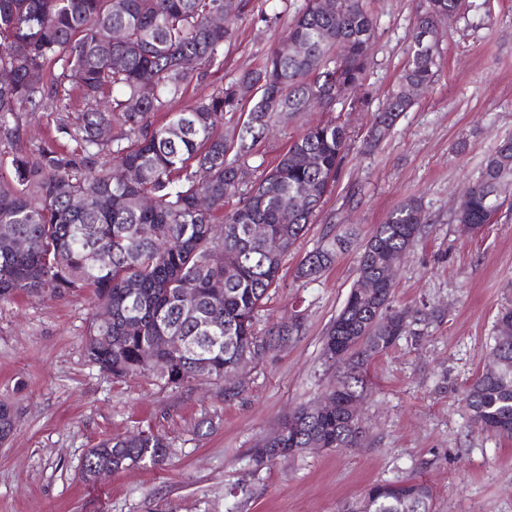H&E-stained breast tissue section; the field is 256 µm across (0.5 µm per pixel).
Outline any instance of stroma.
I'll use <instances>...</instances> for the list:
<instances>
[{"mask_svg":"<svg viewBox=\"0 0 512 512\" xmlns=\"http://www.w3.org/2000/svg\"><path fill=\"white\" fill-rule=\"evenodd\" d=\"M301 0H250L225 43L220 68H197L178 112L217 85L259 68L283 38ZM421 0H375L370 75L349 91L353 107L273 122L256 150L266 161L307 122L341 119L348 132L336 185L283 260L256 324L299 318L301 333L254 360L241 392L196 379L167 386L115 378L92 365L85 330L96 309L81 296H19L0 302V399L16 427L0 443V512H345L375 482L413 476L433 489L436 512H512V438L480 432L441 377L467 384L490 361L489 338L512 307V193L490 224L471 232L454 215L487 156L512 135V0H465L443 22L433 83L391 134L368 147L381 109L408 56ZM270 15L262 22L260 14ZM58 114L21 113L15 152L53 144ZM421 199L425 228L401 258L396 298L441 308L422 346L399 343L369 366L363 437L357 447L305 450L263 465L253 451L289 412L317 403L338 373L322 356L324 337L357 279L360 244L404 199ZM351 227L357 243L316 281L294 277L326 236ZM152 430L170 445L159 467L140 465L78 479L89 448L109 437Z\"/></svg>","mask_w":512,"mask_h":512,"instance_id":"35a3bbf8","label":"stroma"}]
</instances>
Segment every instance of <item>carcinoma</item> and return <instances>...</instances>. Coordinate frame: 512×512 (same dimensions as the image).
<instances>
[{"label": "carcinoma", "mask_w": 512, "mask_h": 512, "mask_svg": "<svg viewBox=\"0 0 512 512\" xmlns=\"http://www.w3.org/2000/svg\"><path fill=\"white\" fill-rule=\"evenodd\" d=\"M246 0H0V134H20L19 112L50 102L60 112L57 132L77 144L14 153V176L0 175V301L19 295L66 297L89 292L112 309V321L92 319L86 355L116 378L153 375L180 386L200 366L224 379L241 359L299 334L297 322L277 323L266 336L254 324L271 289L279 287L283 257L305 233L311 217L336 182L344 158L346 127L320 121L293 140L264 177L254 182L249 164L255 144L272 119L344 103L348 90L365 85L372 63L376 18L372 0H339L324 12L319 0H304L288 37L255 71L216 88L194 107L155 112L182 95L197 64L219 61L232 39L234 20ZM465 0H424L411 52L395 89L369 131L371 146L384 140L414 104L411 89L427 88L439 67V25L457 15ZM222 10L224 26L209 17ZM124 39L109 44L106 32ZM347 43L341 58L336 42ZM85 109L74 112L71 88ZM247 112L224 127V115ZM115 131L105 138L103 130ZM107 152L113 167L98 165ZM133 169L121 182L116 172ZM512 187V138L503 139L470 187L460 224L482 229L500 196ZM209 203L198 208L197 196ZM235 198L226 212L227 199ZM422 223L416 198L401 202L362 245L356 286L328 329L323 356L341 369L327 391L338 394L330 410L300 406L254 449L261 465L293 456L316 438L325 448H351L363 434L348 404L365 396L370 363L404 340L421 345L440 314L395 300V280L385 276L415 243ZM262 224L283 239L269 252L249 228ZM8 236L27 242L23 252L4 246ZM348 243L336 235L309 252L295 278L316 280ZM177 336L184 349L159 354L161 366H145L143 349ZM490 347L494 373L481 372L463 401L480 431L512 436V310L495 325ZM13 407L0 401V442L13 432ZM164 437L140 430L108 438L88 450L81 478L95 470L116 472L141 462L161 465ZM355 512H433L431 487L414 479L368 487Z\"/></svg>", "instance_id": "carcinoma-1"}]
</instances>
